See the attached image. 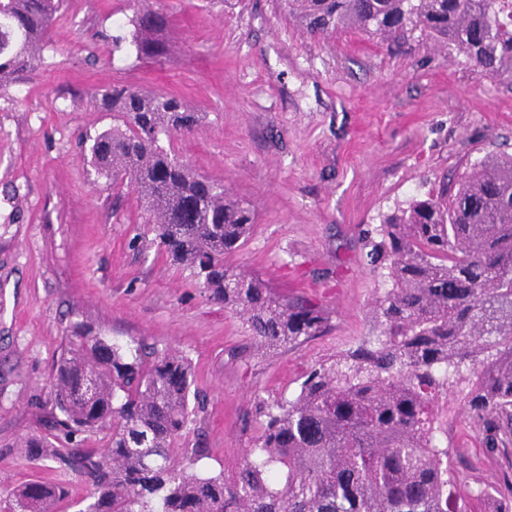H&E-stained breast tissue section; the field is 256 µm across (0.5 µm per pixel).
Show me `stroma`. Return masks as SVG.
Returning a JSON list of instances; mask_svg holds the SVG:
<instances>
[{"mask_svg":"<svg viewBox=\"0 0 512 512\" xmlns=\"http://www.w3.org/2000/svg\"><path fill=\"white\" fill-rule=\"evenodd\" d=\"M171 50L130 45L131 0H69L43 58L0 88V497L53 477L18 445L46 434L49 378L74 323L121 342L182 349L205 403L201 469L240 462L258 401L370 335L383 291L364 230L489 154L512 155V77L482 79L420 33L387 45L355 31L311 39L277 0H162ZM129 83L205 115L175 139L198 172L250 202L256 223L224 258L288 300L327 315L321 335L265 357L245 323L157 253L143 202L96 176L80 142L110 125L87 93ZM448 449L469 512H494L478 485L512 480V452L485 448L448 407Z\"/></svg>","mask_w":512,"mask_h":512,"instance_id":"obj_1","label":"stroma"}]
</instances>
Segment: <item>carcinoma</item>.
<instances>
[{
	"instance_id": "carcinoma-1",
	"label": "carcinoma",
	"mask_w": 512,
	"mask_h": 512,
	"mask_svg": "<svg viewBox=\"0 0 512 512\" xmlns=\"http://www.w3.org/2000/svg\"><path fill=\"white\" fill-rule=\"evenodd\" d=\"M65 0H0V87L34 67ZM300 31L344 30L399 42L418 31L485 76H512V0H283ZM131 44L160 57L171 15L161 0H134ZM112 127L89 147L113 186L146 202L158 252L201 279L208 299L248 327L259 350L325 329L322 309L280 298L262 280L224 266L255 224L253 207L198 173L173 147L203 116L174 95L114 84L89 93ZM366 235L370 265L385 270L375 299L378 331L313 368L290 398L259 408L243 462L196 470L208 449L192 361L144 339L110 341L72 326L50 375L49 436L22 444L88 483L82 512H467L444 446L448 392L489 448L512 446V156L475 163L384 216ZM100 434L102 448L76 437ZM63 481L21 484L0 512H57Z\"/></svg>"
}]
</instances>
